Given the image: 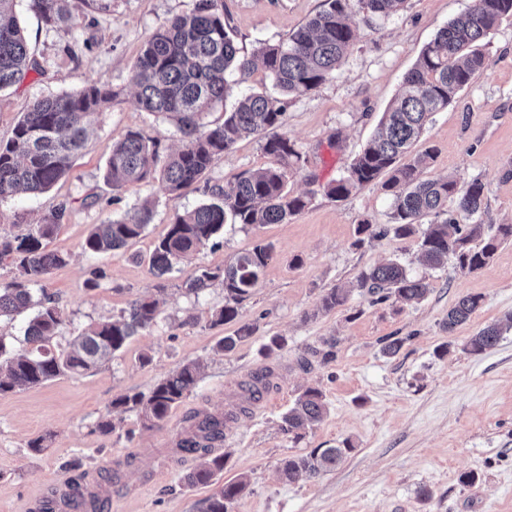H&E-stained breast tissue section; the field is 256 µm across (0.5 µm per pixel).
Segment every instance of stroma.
<instances>
[{"mask_svg":"<svg viewBox=\"0 0 512 512\" xmlns=\"http://www.w3.org/2000/svg\"><path fill=\"white\" fill-rule=\"evenodd\" d=\"M196 4L69 0L70 20L49 23L31 0H17L39 67L0 90L1 141L38 99L93 83L108 84L119 96L96 117L63 179L42 194L0 201V237L24 234L66 205L47 248L67 254L68 262L34 291L64 313L59 346L143 296L158 300L160 314L90 373L0 395V512H37L44 497L76 478L104 500V512H204L215 488L184 484L198 460L178 450L196 415L224 419L215 447L227 458L220 479L247 482L232 512H512V242L481 269L463 271L452 261L431 269L420 260L418 237L358 236L361 222L386 230L393 222V196L380 183L342 200L324 193L371 137L424 46L473 0H406L388 17L355 12V39L340 68L314 91L289 97L276 129L302 156L288 188L308 197L307 208L282 224H225L181 271L159 278L148 258L177 214L207 202L208 187L277 164L264 152L263 138L250 136L177 195L156 179L120 191L106 183L112 145L128 131L157 143L163 157L181 147L173 115L134 106L130 71L156 29ZM324 4L218 0L247 56L261 44L288 40ZM483 51L488 68L434 115L414 151H435L423 178L450 175L463 185L480 179L483 223L512 224V17L486 38ZM146 202L153 217L140 238L105 254L85 252L93 225L133 215ZM258 243L272 247L260 287L241 301L237 321L212 324V312L224 304L221 284L194 295L183 286L186 273L197 267L223 273ZM389 259L426 279L423 300L376 302L359 292L358 275ZM96 267L106 277L92 289L86 281ZM333 288L348 291V302L319 312L321 297ZM467 295L481 296L480 308L447 332L449 308ZM245 323L255 327L251 336L231 352L216 351L220 339ZM490 324L502 329L499 343L469 353V336ZM389 336L402 341L393 357L382 352ZM330 338L333 359L309 356ZM144 354L151 358L145 365ZM188 362L201 365L198 385L163 423L151 427L139 410L113 407L117 397L149 393ZM261 369L269 372L265 387L245 400V384ZM308 387L323 392L327 412L296 442L283 431L282 417ZM105 417L115 426L108 434L95 429ZM42 435L45 448L32 451L29 441ZM346 442L353 450L335 469L292 482L281 477L288 456Z\"/></svg>","mask_w":512,"mask_h":512,"instance_id":"obj_1","label":"stroma"}]
</instances>
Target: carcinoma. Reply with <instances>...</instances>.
<instances>
[{
    "label": "carcinoma",
    "mask_w": 512,
    "mask_h": 512,
    "mask_svg": "<svg viewBox=\"0 0 512 512\" xmlns=\"http://www.w3.org/2000/svg\"><path fill=\"white\" fill-rule=\"evenodd\" d=\"M14 2L0 0V90L20 82L35 66L23 31L12 15ZM32 2L48 20L68 18L67 0ZM404 3L328 0V8L314 15L288 41L264 43L252 56L241 57L224 15L218 12L217 0H200L192 13L168 20L153 33L130 76L137 88L134 105L138 109L177 116L182 148L161 163L156 144L130 131L112 145L106 180L118 191L155 176L171 193L192 185L237 140L280 125L287 96L310 93L340 67L354 39L350 25L354 12L388 17ZM505 17H512V0H475L472 8L440 29L420 52L415 67L405 77L404 90L383 113L364 149L344 175L325 187L328 197L343 199L380 176H388L383 186L394 195L392 230L396 236L414 235L415 226L431 218L420 239L422 257L431 268L443 265L452 255L461 270H478L490 262L503 242L512 240V224L461 227L460 219H470L483 210L484 185L479 180L461 186L451 176L422 179L420 169L434 158L431 150L409 164H398L419 140L432 114L448 106L459 90L488 67L480 42ZM259 64L284 97L251 93L224 112L223 123L214 127L200 124L203 113L223 103L228 91L226 73L232 70L246 77ZM117 96L109 85L92 84L76 93L37 100L19 119L11 139L0 142V200L19 192L42 193L60 181L84 147L87 126ZM263 150L277 157L280 166L215 185L210 189L213 202L176 215L150 256L157 276L169 274L177 263L191 259L222 229L228 217L234 224H280L307 206V197L287 189L288 170L301 160L294 145L275 134L265 140ZM65 210L61 207L42 223L31 225L23 235L0 240V262L9 258L16 269L12 280L0 281V317L31 305L30 285L52 269L66 265V255L46 249V241L54 236ZM151 218L152 210L144 207L131 219L96 224L84 249L97 254L124 247L145 232ZM269 257L270 247L257 244L237 255L222 275L207 268L195 269L184 281L185 288L197 294L223 278L224 307L213 313L212 322H233L239 315L240 301L260 285ZM357 285L380 300L394 296L419 302L428 293L424 280L413 277L394 260L361 272ZM481 301L478 295L460 299L448 310V331L464 324ZM346 302L347 295L332 288L322 297L320 310L329 313ZM157 317L156 301L143 297L133 301L119 318L89 325L75 336L69 348L60 349L52 339L63 321L62 313L52 302H42L24 331L25 341L31 345L28 351L10 353L0 339V395L62 375L82 376L124 348L139 331L155 324ZM251 332L250 326H241L236 335L220 340L216 350H232ZM500 338L501 329L488 325L469 337L466 348L472 354H481L495 347ZM198 379V364L189 362L161 379L149 395H123L113 400L112 406L138 407L146 421L159 424L193 391ZM325 413L323 392L308 388L284 416L286 430L299 440L302 431L320 422ZM223 436L224 418L207 416L198 422L195 432L179 441L182 452L201 455L197 467L186 476L187 483L207 485L224 471L227 457L209 455V446L203 444ZM352 451L346 443L342 448H314L307 454L290 456L281 462V476L290 482L301 474L315 477L336 468ZM244 488L241 479L224 483L209 498L205 512H229ZM68 497L89 512H102L104 507L103 501L94 496L85 499L77 482L71 485Z\"/></svg>",
    "instance_id": "obj_1"
}]
</instances>
